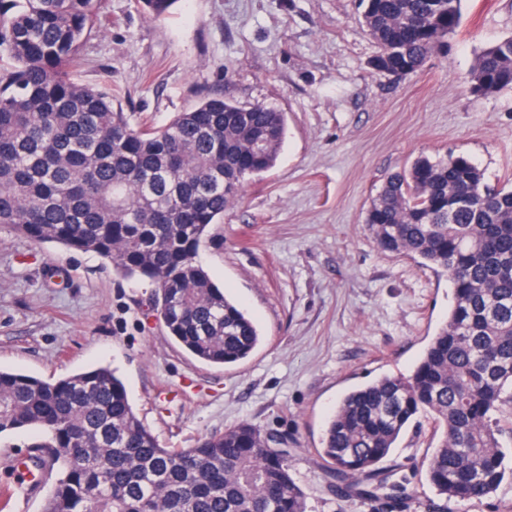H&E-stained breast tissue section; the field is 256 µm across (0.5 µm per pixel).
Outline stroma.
Instances as JSON below:
<instances>
[{"label": "stroma", "mask_w": 512, "mask_h": 512, "mask_svg": "<svg viewBox=\"0 0 512 512\" xmlns=\"http://www.w3.org/2000/svg\"><path fill=\"white\" fill-rule=\"evenodd\" d=\"M512 37V0H463L447 50L401 78L371 62L379 47L360 0H177L150 19L135 0H103L99 33L73 70L159 128L219 91L284 112L275 166L212 226L200 263L257 325L242 363H204L168 336L152 283L112 262L0 227V368L61 378L116 369L142 422L166 448H190L247 421L281 437L308 512H372L327 489L326 422L348 391L410 374L448 315L446 273L381 250L364 222L381 185L419 155L464 156L493 188H512V88L472 92L486 47ZM431 417L383 462L400 469L410 512H512V475L482 502L447 500L425 478ZM39 431L0 435V512H43L61 468L28 487L17 461Z\"/></svg>", "instance_id": "obj_1"}]
</instances>
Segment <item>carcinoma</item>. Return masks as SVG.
I'll use <instances>...</instances> for the list:
<instances>
[{"label":"carcinoma","mask_w":512,"mask_h":512,"mask_svg":"<svg viewBox=\"0 0 512 512\" xmlns=\"http://www.w3.org/2000/svg\"><path fill=\"white\" fill-rule=\"evenodd\" d=\"M152 18L176 0H136ZM394 76L455 33L462 0H361ZM102 0H0V224L91 252L159 289L169 336L210 364L247 359L253 321L197 260L211 224L276 163L285 114L220 92L161 128L134 123L112 94L69 69L96 32ZM512 88V38L478 55L471 89ZM468 201L448 207V198ZM364 223L384 251L448 275L453 303L408 376L347 393L321 454L341 494L405 512L407 479L378 465L419 416L440 431L426 476L438 494L481 502L508 470L512 439V190L491 189L463 156L420 155L381 186ZM35 427L64 473L43 512H306L288 450L242 422L164 448L106 367L58 379L0 369V435Z\"/></svg>","instance_id":"carcinoma-1"}]
</instances>
